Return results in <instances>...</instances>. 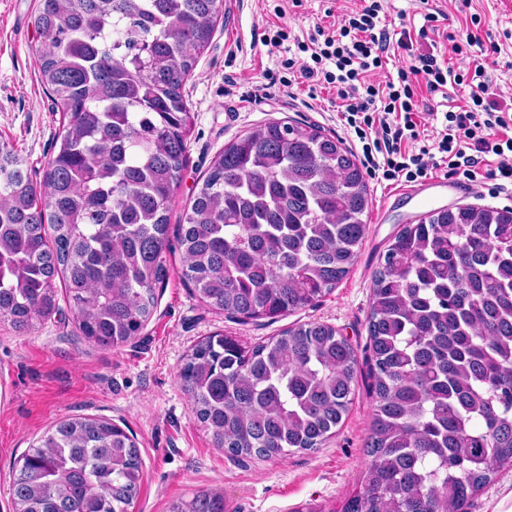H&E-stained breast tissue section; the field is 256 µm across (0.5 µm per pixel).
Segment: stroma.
Masks as SVG:
<instances>
[{"instance_id": "stroma-1", "label": "stroma", "mask_w": 512, "mask_h": 512, "mask_svg": "<svg viewBox=\"0 0 512 512\" xmlns=\"http://www.w3.org/2000/svg\"><path fill=\"white\" fill-rule=\"evenodd\" d=\"M363 0H224L209 47L199 56L184 87L195 114L182 181L170 210L179 224L215 157L236 136L272 119L313 123L336 135L351 150L360 144L339 121L335 88L281 81L288 51L314 27L335 31L342 16ZM38 0H0V140L10 141L41 177L51 158L61 122L40 82L33 20ZM382 25L409 29L415 46L431 49L449 66L460 64L449 40L480 17L483 43L492 54L471 47L493 88L512 108V0H385ZM443 14L435 31H423L424 15ZM287 27L286 48L263 46L270 27ZM372 202L359 256L348 275L314 306L275 323H240L193 297L180 278V255L169 258L171 272L158 291V305L142 334L119 348H102L78 329L69 308L30 332L0 322V512H12V484L19 460L45 430L70 417L101 418L133 433L143 479L133 512H170L179 499L200 490L220 489L228 512H340L354 494L370 462L366 450L373 401L368 364H360L359 385L340 429L322 448L282 459H238L215 447L194 418L179 383L185 356L201 338L216 332L254 345L296 322L320 321L336 327L356 350L368 337L372 279L395 234L435 209L462 205L512 207V188L488 191L474 186L461 195L432 189L427 202L395 193L394 186L369 179ZM468 512H512V466L498 469L472 499Z\"/></svg>"}]
</instances>
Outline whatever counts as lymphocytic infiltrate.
<instances>
[{
  "label": "lymphocytic infiltrate",
  "mask_w": 512,
  "mask_h": 512,
  "mask_svg": "<svg viewBox=\"0 0 512 512\" xmlns=\"http://www.w3.org/2000/svg\"><path fill=\"white\" fill-rule=\"evenodd\" d=\"M380 0H368L347 14L334 33L316 29L298 42L300 55L286 59L285 70L323 82L336 90L341 119L361 144L362 163L371 176L412 183L429 170L445 168L448 175L496 188L512 187V113L501 110L483 65L452 69L433 50L414 52L409 31L391 35L381 27ZM406 59L384 87L369 76L382 69L391 52ZM469 88L466 107L439 116L441 129L433 143H423L419 91L447 85Z\"/></svg>",
  "instance_id": "1"
}]
</instances>
